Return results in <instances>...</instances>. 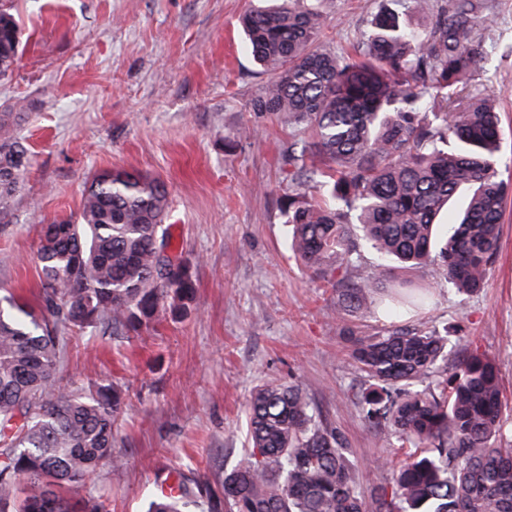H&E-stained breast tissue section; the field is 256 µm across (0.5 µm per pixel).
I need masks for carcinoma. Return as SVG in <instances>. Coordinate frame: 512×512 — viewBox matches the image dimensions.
Returning a JSON list of instances; mask_svg holds the SVG:
<instances>
[{
    "instance_id": "cac0c4a2",
    "label": "carcinoma",
    "mask_w": 512,
    "mask_h": 512,
    "mask_svg": "<svg viewBox=\"0 0 512 512\" xmlns=\"http://www.w3.org/2000/svg\"><path fill=\"white\" fill-rule=\"evenodd\" d=\"M327 0H268L241 19L246 48L267 75L255 112H274L298 139L283 153L288 249L306 265H336V317L386 302L418 306L386 263H433L466 294L495 262L503 203L500 125L484 72L489 0H393L367 22L354 53L318 44ZM431 14L418 28L411 19ZM22 53L11 0H0V80ZM21 112L0 113V222L25 187L27 149L9 134ZM467 194L461 219L441 223ZM169 192L127 170L97 173L79 212L39 231L43 308L0 298V512H106L73 497L101 465H122L113 427L125 392L98 381L61 384L68 339L130 336L195 299L193 266L162 261L171 248ZM381 262L354 275L360 243ZM351 336L365 378L357 405L393 436L405 459L370 498L360 491L343 432L301 384L269 382L248 406L250 450L220 488L187 479L150 496L144 512H512V424L494 358L459 348L448 326L391 325Z\"/></svg>"
}]
</instances>
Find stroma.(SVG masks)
I'll return each mask as SVG.
<instances>
[{
	"label": "stroma",
	"mask_w": 512,
	"mask_h": 512,
	"mask_svg": "<svg viewBox=\"0 0 512 512\" xmlns=\"http://www.w3.org/2000/svg\"><path fill=\"white\" fill-rule=\"evenodd\" d=\"M382 0H327L323 46L351 51ZM491 86L500 93L502 178L512 179V0H491ZM255 0H13L22 56L0 82V104H23L16 129L32 165L10 223H0V293L40 300V225L76 214L91 177L136 170L167 185L175 252L195 273L187 316L131 338L96 333L66 348L65 381L125 390L132 406L114 430L125 464L87 485L108 512H143L160 476L217 483L247 450V404L268 381L305 386L322 418L342 430L371 495L397 461L396 442L355 404L363 379L345 327L384 326L381 315L336 320V292L296 259L279 198L291 190L283 151L292 131L255 112L266 75L245 49L240 17ZM255 133L240 138L244 127ZM396 282L429 289L406 325L458 324L470 348L497 362L512 409V196L497 260L483 290L459 294L438 266L395 268Z\"/></svg>",
	"instance_id": "35a3bbf8"
}]
</instances>
